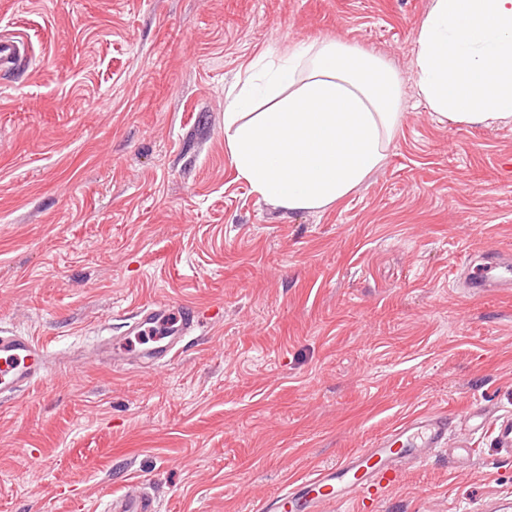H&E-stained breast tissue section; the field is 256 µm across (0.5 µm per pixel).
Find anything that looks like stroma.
Wrapping results in <instances>:
<instances>
[{"mask_svg":"<svg viewBox=\"0 0 512 512\" xmlns=\"http://www.w3.org/2000/svg\"><path fill=\"white\" fill-rule=\"evenodd\" d=\"M431 0H0L30 45L0 71V327L53 363L0 408V512H256L412 413L512 414V295L464 298L512 259V126L438 121L412 60ZM340 39L404 88L385 164L322 212L253 194L224 150L248 64ZM207 333L159 370L99 344L151 301ZM374 512H475L512 492L490 428ZM106 510L107 512H158L159 508L152 496L139 489H133L112 498Z\"/></svg>","mask_w":512,"mask_h":512,"instance_id":"35a3bbf8","label":"stroma"}]
</instances>
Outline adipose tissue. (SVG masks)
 Segmentation results:
<instances>
[{"mask_svg": "<svg viewBox=\"0 0 512 512\" xmlns=\"http://www.w3.org/2000/svg\"><path fill=\"white\" fill-rule=\"evenodd\" d=\"M249 69L224 101V148L260 199L317 212L383 166L403 107L402 82L383 59L314 40ZM413 74L435 117L512 124V0H432Z\"/></svg>", "mask_w": 512, "mask_h": 512, "instance_id": "1", "label": "adipose tissue"}]
</instances>
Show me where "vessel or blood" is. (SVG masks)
Wrapping results in <instances>:
<instances>
[{
	"instance_id": "obj_1",
	"label": "vessel or blood",
	"mask_w": 512,
	"mask_h": 512,
	"mask_svg": "<svg viewBox=\"0 0 512 512\" xmlns=\"http://www.w3.org/2000/svg\"><path fill=\"white\" fill-rule=\"evenodd\" d=\"M28 56L26 44L15 37L0 36V69H10ZM469 291L478 295L495 288L512 291V264L497 262L491 273L478 267L467 273ZM164 324L166 331L154 345L138 351L128 348L129 336ZM200 326V314L190 304L151 302L140 305L127 335L113 338L103 346L113 368L122 369L129 361L154 367L173 361L181 351L182 340ZM48 356L45 347L34 337L0 328V400L9 401L29 390L46 373ZM451 416L444 412H421L377 438L373 445L344 458L336 464L317 469L303 477L287 482L282 492L264 500L259 512H322L331 502H356L360 512H368L371 502L379 500L407 468L427 461L439 449L466 445L464 429L471 427L472 416L457 420L461 430L449 435ZM497 448L512 454V417L497 420L493 427ZM107 512H158L156 500L149 494L133 489L110 500Z\"/></svg>"
}]
</instances>
